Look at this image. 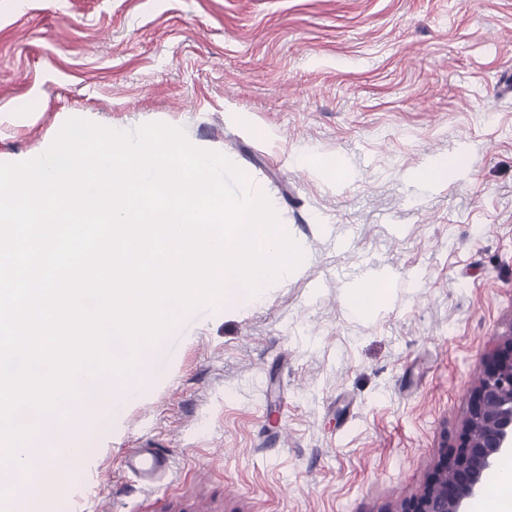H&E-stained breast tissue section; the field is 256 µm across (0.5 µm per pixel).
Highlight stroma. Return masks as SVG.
<instances>
[{
    "instance_id": "1",
    "label": "stroma",
    "mask_w": 512,
    "mask_h": 512,
    "mask_svg": "<svg viewBox=\"0 0 512 512\" xmlns=\"http://www.w3.org/2000/svg\"><path fill=\"white\" fill-rule=\"evenodd\" d=\"M512 0H0V162L66 120L182 128L306 254L179 314L51 512H392L512 326ZM455 157L445 181L409 178ZM392 300L347 303L378 273ZM162 443L147 486L128 449Z\"/></svg>"
}]
</instances>
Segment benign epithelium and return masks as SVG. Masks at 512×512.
<instances>
[{
    "instance_id": "benign-epithelium-1",
    "label": "benign epithelium",
    "mask_w": 512,
    "mask_h": 512,
    "mask_svg": "<svg viewBox=\"0 0 512 512\" xmlns=\"http://www.w3.org/2000/svg\"><path fill=\"white\" fill-rule=\"evenodd\" d=\"M469 401L459 444L441 448L419 494L394 512H465L483 492L485 474L512 452V328L488 347Z\"/></svg>"
}]
</instances>
